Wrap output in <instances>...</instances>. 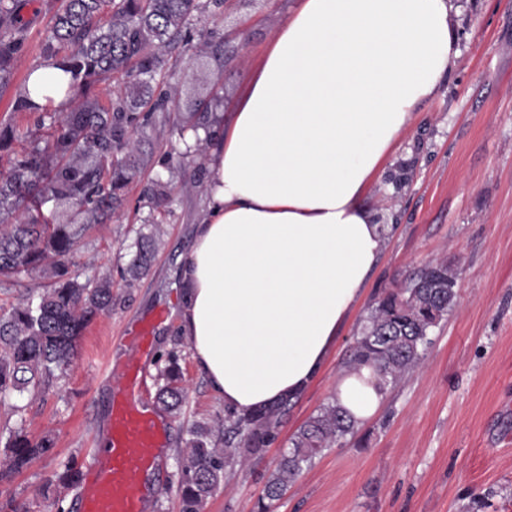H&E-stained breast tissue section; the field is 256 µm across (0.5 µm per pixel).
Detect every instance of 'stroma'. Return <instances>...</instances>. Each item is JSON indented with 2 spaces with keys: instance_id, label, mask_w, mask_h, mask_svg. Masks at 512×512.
<instances>
[{
  "instance_id": "35a3bbf8",
  "label": "stroma",
  "mask_w": 512,
  "mask_h": 512,
  "mask_svg": "<svg viewBox=\"0 0 512 512\" xmlns=\"http://www.w3.org/2000/svg\"><path fill=\"white\" fill-rule=\"evenodd\" d=\"M452 25L460 59L399 138L369 198L379 223L392 225L388 247L370 276L321 378L298 400L261 459L235 467L204 512H252L296 430L329 402L363 319L381 293L429 264L447 263L457 282L453 310L432 333L415 371L392 389L383 409L346 443L305 468L272 512H512V0H457ZM51 0L22 12L27 41L19 66L39 62ZM294 0H226L195 15L190 36L171 53L163 84L187 112L203 88L220 87L218 114L233 110ZM158 220L163 234L150 274L115 281L110 314L95 319L70 366L46 393L0 394V454L10 431L32 440L51 435V454L23 471L0 472V512H77L78 487L57 495L68 463L84 467L108 438L115 381L102 359L120 364L124 331L152 328V353L140 399L157 410L158 370L176 354L187 386L178 412L164 413L167 483L152 512H179L181 451L196 422L223 420V401L198 370L172 310L192 226L202 218L208 154L182 157ZM140 184L109 223L93 226L77 247L80 280L123 266L125 247L150 215Z\"/></svg>"
}]
</instances>
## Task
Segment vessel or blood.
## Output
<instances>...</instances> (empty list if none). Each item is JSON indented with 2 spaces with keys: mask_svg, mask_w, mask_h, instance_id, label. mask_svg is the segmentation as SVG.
<instances>
[{
  "mask_svg": "<svg viewBox=\"0 0 512 512\" xmlns=\"http://www.w3.org/2000/svg\"><path fill=\"white\" fill-rule=\"evenodd\" d=\"M122 341L127 357L114 371L108 442L80 478L78 512H151L157 491L167 430L137 401L151 350L150 325H137Z\"/></svg>",
  "mask_w": 512,
  "mask_h": 512,
  "instance_id": "1",
  "label": "vessel or blood"
}]
</instances>
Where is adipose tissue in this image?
I'll use <instances>...</instances> for the list:
<instances>
[{
	"label": "adipose tissue",
	"instance_id": "ef3b65f1",
	"mask_svg": "<svg viewBox=\"0 0 512 512\" xmlns=\"http://www.w3.org/2000/svg\"><path fill=\"white\" fill-rule=\"evenodd\" d=\"M455 0H297L209 160L182 269L178 325L226 408L302 398L336 348L388 244L366 202L375 174L458 65ZM45 62L28 89L65 107ZM356 421L384 397L374 372L332 395Z\"/></svg>",
	"mask_w": 512,
	"mask_h": 512
}]
</instances>
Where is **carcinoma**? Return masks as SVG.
<instances>
[{"label":"carcinoma","instance_id":"cac0c4a2","mask_svg":"<svg viewBox=\"0 0 512 512\" xmlns=\"http://www.w3.org/2000/svg\"><path fill=\"white\" fill-rule=\"evenodd\" d=\"M25 2L0 0V94L15 89L13 110L33 118L19 150L18 127L0 122V166H8L0 173V279L43 272L50 283L36 300L0 315V393L35 394L55 370L71 363L88 325L112 311V274L81 282L70 267L80 240L93 225L111 219L147 163L139 136L169 125L187 154L211 140V104L221 96L213 91L184 118L173 117L172 98L158 77L170 67L168 49L187 37L190 19L222 0H62L41 45L42 61L69 75V102L56 116L29 96L30 75L15 84L26 39ZM114 79L123 81L124 90L104 102L99 87ZM142 198L159 213L168 205L158 181L144 185ZM160 234L161 225L152 224L134 241L122 271L126 282L149 274ZM456 296V278L444 263L430 264L403 287L384 292L344 368L371 364L378 388L390 390L418 366L433 328L452 310ZM160 378L157 403L167 412L179 411L186 389L175 357L168 356ZM292 406L285 400L248 416L229 412L215 430L195 425L183 450L180 512H204L224 484L226 468L259 457L276 440ZM356 429L353 417L335 403L309 417L277 461L255 512H270L304 468ZM6 448L0 469L18 472L49 453L53 440L44 436L33 442L14 431Z\"/></svg>","mask_w":512,"mask_h":512}]
</instances>
